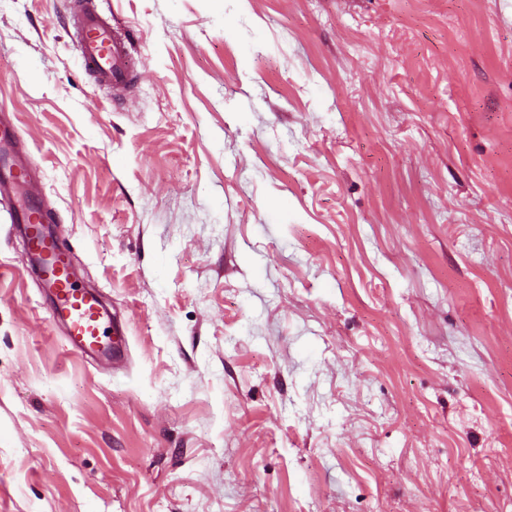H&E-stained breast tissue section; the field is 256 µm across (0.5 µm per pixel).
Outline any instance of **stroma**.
I'll return each instance as SVG.
<instances>
[{
	"label": "stroma",
	"instance_id": "obj_1",
	"mask_svg": "<svg viewBox=\"0 0 512 512\" xmlns=\"http://www.w3.org/2000/svg\"><path fill=\"white\" fill-rule=\"evenodd\" d=\"M0 0V104L119 360L0 204V512H512V0ZM83 0H74L77 28L76 50L85 69L98 84L123 93L134 76L130 41L112 27L111 21Z\"/></svg>",
	"mask_w": 512,
	"mask_h": 512
}]
</instances>
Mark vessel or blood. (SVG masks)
Listing matches in <instances>:
<instances>
[{
    "mask_svg": "<svg viewBox=\"0 0 512 512\" xmlns=\"http://www.w3.org/2000/svg\"><path fill=\"white\" fill-rule=\"evenodd\" d=\"M74 23L78 32L76 50L85 69L98 84L111 88L113 93H123L134 76L129 39L87 0H77ZM33 180L15 126L0 120V196H10ZM51 220L32 193L10 212V222L21 230L29 253L40 267L43 286L51 295L50 321L64 326L71 350L87 354L104 343V313L96 296L75 281L71 260L49 229Z\"/></svg>",
    "mask_w": 512,
    "mask_h": 512,
    "instance_id": "1",
    "label": "vessel or blood"
}]
</instances>
